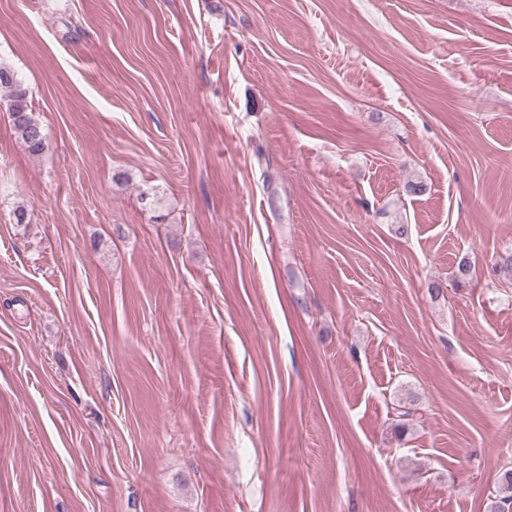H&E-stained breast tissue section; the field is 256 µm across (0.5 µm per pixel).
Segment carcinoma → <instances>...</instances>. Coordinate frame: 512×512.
Wrapping results in <instances>:
<instances>
[{
    "label": "carcinoma",
    "instance_id": "1",
    "mask_svg": "<svg viewBox=\"0 0 512 512\" xmlns=\"http://www.w3.org/2000/svg\"><path fill=\"white\" fill-rule=\"evenodd\" d=\"M0 91L4 93L3 103L12 123L17 141L32 156L42 155L48 147L46 135L30 109L28 89L17 73L7 64L0 62ZM500 500L494 512H505L512 508V468L502 469L498 477Z\"/></svg>",
    "mask_w": 512,
    "mask_h": 512
}]
</instances>
